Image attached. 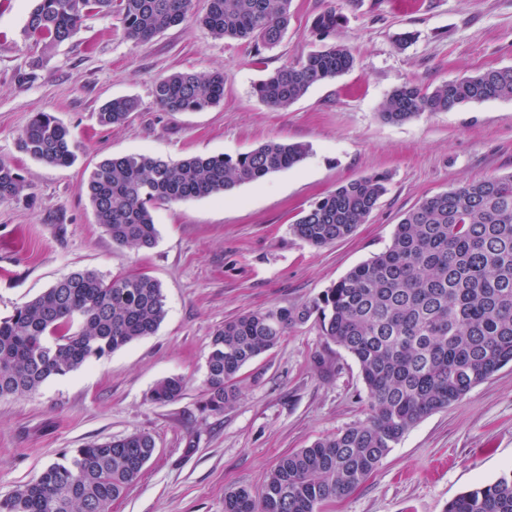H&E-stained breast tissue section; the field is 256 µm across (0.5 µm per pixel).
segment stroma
Listing matches in <instances>:
<instances>
[{
	"label": "stroma",
	"instance_id": "35a3bbf8",
	"mask_svg": "<svg viewBox=\"0 0 512 512\" xmlns=\"http://www.w3.org/2000/svg\"><path fill=\"white\" fill-rule=\"evenodd\" d=\"M33 0H0V159L31 185L29 202H0V318L83 269L147 274L167 315L154 335L36 392L0 398V496L99 439L147 432L153 458L112 512H224V492L260 491L279 457L363 422L364 385L352 357L314 322L289 331L243 368L240 397L221 414L203 409L206 362L224 321L317 297L390 244L421 200L490 175L512 173V99H490L403 123L382 104L407 81L427 88L489 67H512V0H292L281 42L213 37L189 21L144 43L117 18L91 16L48 51L25 39ZM343 16L332 38L312 29L328 9ZM346 45L353 68L274 110L254 85L328 42ZM224 72V99L201 112H165L154 85L174 72ZM136 98L119 127L98 125L103 103ZM49 112L82 145L69 167L18 147L30 118ZM303 143L292 168L231 191L160 205L155 245H113L79 191L107 157L145 153L177 162L248 152L268 141ZM383 174L387 191L366 223L316 248L291 224L348 181ZM185 378L180 399L155 404L154 384ZM512 469V365L415 425L352 493L325 512H444L458 494Z\"/></svg>",
	"mask_w": 512,
	"mask_h": 512
}]
</instances>
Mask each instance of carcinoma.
Here are the masks:
<instances>
[{
	"label": "carcinoma",
	"instance_id": "obj_1",
	"mask_svg": "<svg viewBox=\"0 0 512 512\" xmlns=\"http://www.w3.org/2000/svg\"><path fill=\"white\" fill-rule=\"evenodd\" d=\"M290 7L291 0H208L205 13L197 15L193 0H35L23 34L52 48L70 40L87 17L115 14L124 36L136 43L195 20L214 37L261 51L276 46L288 30ZM341 19L330 9L315 17L313 30L327 37ZM353 65L349 49L333 43L283 64L255 93L272 109L286 108ZM154 96L165 112L202 111L224 98V72L164 76ZM511 97L512 67L490 68L431 91L405 82L392 91L382 116L402 123L425 112ZM137 108L135 98L116 97L101 106L98 123L119 126ZM19 147L55 166L73 164L79 150L69 128L46 112L25 126ZM307 153L302 144L269 141L235 157L191 156L176 163L144 153L108 157L80 192L113 244L150 248L158 235L155 206L226 193L289 169ZM28 189L16 169L0 160V202L27 201ZM386 191L384 176L351 180L303 212L292 231L315 247L329 246L365 223ZM165 316L161 285L149 276L71 273L0 320V398L34 392L52 376L151 336ZM310 320L356 362L369 416L283 455L259 493L225 490L224 512H323L356 489L423 418L512 363V173L424 199L403 214L384 251L310 302L225 321L211 340L205 407L215 414L232 407L241 370ZM184 386L179 376L164 378L149 398L174 402ZM155 450L146 432L93 441L1 497L0 512H111ZM445 512H512V469L459 494Z\"/></svg>",
	"mask_w": 512,
	"mask_h": 512
}]
</instances>
